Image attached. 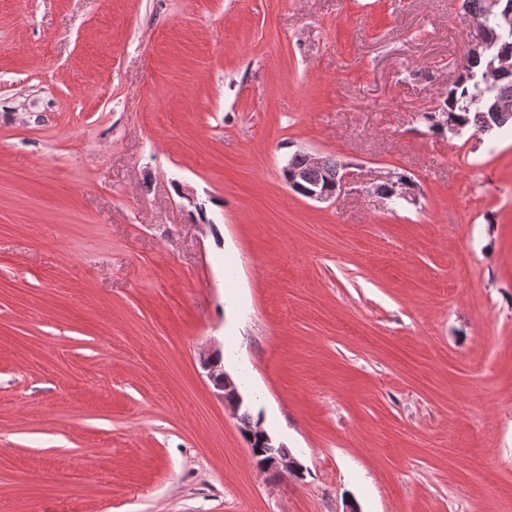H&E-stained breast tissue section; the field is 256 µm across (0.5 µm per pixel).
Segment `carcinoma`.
Listing matches in <instances>:
<instances>
[{"label": "carcinoma", "instance_id": "cac0c4a2", "mask_svg": "<svg viewBox=\"0 0 512 512\" xmlns=\"http://www.w3.org/2000/svg\"><path fill=\"white\" fill-rule=\"evenodd\" d=\"M466 11L462 21L467 29L479 26L499 33V41L479 62L458 69L454 81L446 92L440 109L424 113L429 128L436 133H444L447 128L440 124L442 113L448 114V122L471 130L473 134L489 138L504 128H512V115L501 118L494 115L495 104L505 101L512 105V76L494 81L483 74L489 67L499 64V59L512 58V27H503L499 13L488 8V0H465ZM291 165L308 173L309 182L324 178L326 172H339L340 164L334 159L324 161L323 170L309 168L306 157L295 153L290 158Z\"/></svg>", "mask_w": 512, "mask_h": 512}]
</instances>
